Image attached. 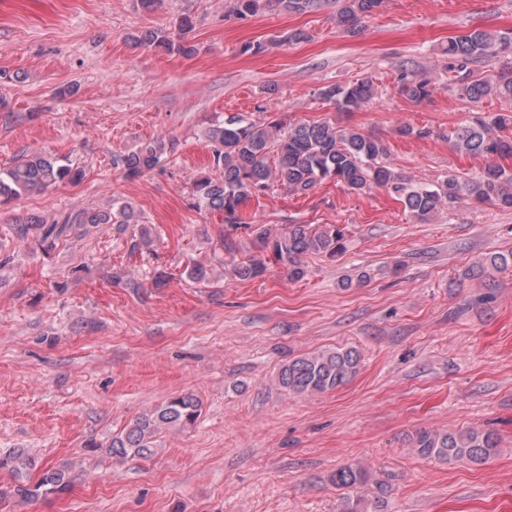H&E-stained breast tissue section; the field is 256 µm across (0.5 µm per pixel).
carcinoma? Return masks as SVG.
Segmentation results:
<instances>
[{"label":"carcinoma","mask_w":512,"mask_h":512,"mask_svg":"<svg viewBox=\"0 0 512 512\" xmlns=\"http://www.w3.org/2000/svg\"><path fill=\"white\" fill-rule=\"evenodd\" d=\"M336 24L347 32H355L360 19L370 16L382 0H337ZM322 0H231L228 10L246 19L273 8L304 14L320 8ZM180 36L149 29L137 36L138 44L165 47L184 55L194 48L184 40L192 28V20L184 17L179 24ZM508 37L495 31L475 28L469 33L448 39L445 54L448 71L458 96L479 102L487 96L512 100V65L501 68L492 77L477 74L470 65L495 54L496 46ZM399 91L412 101L430 94L429 82L403 77ZM375 95L373 83L365 78L348 84H329L319 96L337 110L351 112ZM512 127V111L498 112L486 119L478 116L453 130L449 141L460 152L482 156L489 162L474 179H460L449 174L434 182L412 183L384 165L386 147L374 136L342 128L322 121L291 123L281 119L256 122L235 113L216 120L206 131L212 147L213 170L196 175L192 184L194 206L224 218L230 227L243 224L240 207L245 200L280 186L293 194H306L316 186L333 181L347 190L359 192L373 186L385 187L396 194L411 215L425 220L444 206L461 201L491 204L512 209V169L491 161L493 157L512 154V140L502 132ZM161 139L150 140L122 155L115 165L125 177L134 179L154 169L167 153ZM84 171L66 160L47 153H33L16 165L0 170V204L21 194L44 190L51 186L77 183ZM137 222L134 207L127 202L112 201L104 209L84 210L62 220L45 222L32 217L15 227L19 240L32 239L40 246L53 247L75 231H86L102 224ZM256 253L236 262L233 276L247 281L260 278L273 262L284 266L295 280L305 277L303 260L308 255H336L345 238V227L338 224H257L253 229ZM512 265V251L495 254L478 266V273L489 274ZM360 352L355 348H336L301 355L284 363L278 372V384L288 393L314 396L336 390L358 373ZM201 406L191 394L172 397L138 417L124 432L112 438V454L146 458L157 448V436L164 430H182L199 419ZM417 453L439 463L469 460L484 463L498 452V439L490 430L464 432L421 429L416 432ZM36 466L33 457L23 453L0 456V469L8 470L14 480L9 488H0V499L18 495L30 499L60 495L73 482L67 468L49 467L36 483H29L30 470ZM330 480L345 491L368 483L367 469L357 463L336 469Z\"/></svg>","instance_id":"obj_1"}]
</instances>
